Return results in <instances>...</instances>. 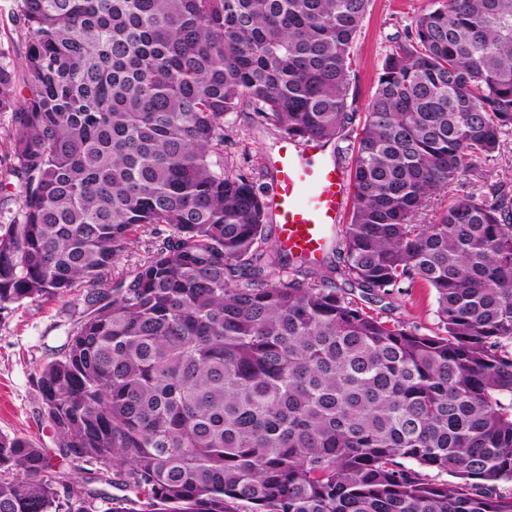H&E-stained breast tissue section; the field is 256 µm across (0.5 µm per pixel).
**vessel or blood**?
Returning <instances> with one entry per match:
<instances>
[{"label":"vessel or blood","instance_id":"obj_1","mask_svg":"<svg viewBox=\"0 0 512 512\" xmlns=\"http://www.w3.org/2000/svg\"><path fill=\"white\" fill-rule=\"evenodd\" d=\"M268 209L277 244L316 261L323 256L349 205V179L319 142L286 140L271 163Z\"/></svg>","mask_w":512,"mask_h":512}]
</instances>
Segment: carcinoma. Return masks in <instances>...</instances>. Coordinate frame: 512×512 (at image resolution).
<instances>
[{"instance_id":"cac0c4a2","label":"carcinoma","mask_w":512,"mask_h":512,"mask_svg":"<svg viewBox=\"0 0 512 512\" xmlns=\"http://www.w3.org/2000/svg\"><path fill=\"white\" fill-rule=\"evenodd\" d=\"M369 3L13 0L0 311L81 295L38 387L60 456L91 468L73 484L0 434V512H512V198L426 222L512 126V0H441L386 55L347 145L342 265L308 277L267 247L265 196L224 171L227 112L347 138ZM139 231L151 248L118 268ZM338 277L427 284L435 330ZM9 114H0V188L7 187L0 192V224H9L18 210L17 194L19 183L9 171L8 153L10 152V139L8 136Z\"/></svg>"}]
</instances>
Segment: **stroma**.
<instances>
[{
	"instance_id": "obj_1",
	"label": "stroma",
	"mask_w": 512,
	"mask_h": 512,
	"mask_svg": "<svg viewBox=\"0 0 512 512\" xmlns=\"http://www.w3.org/2000/svg\"><path fill=\"white\" fill-rule=\"evenodd\" d=\"M429 0H371L355 45L356 64L351 73L352 107L364 114L375 90L378 73L394 43L410 27ZM9 118L0 115V224L10 223L18 210L19 183L11 175ZM283 133L273 125L259 123L252 110L227 113L224 117V168L245 173L261 190L271 188L269 160L283 144ZM512 193V128L502 136L495 157L473 161L452 195L486 194L492 187ZM351 296L366 311L387 321H400L434 328L436 295L420 284L409 293L378 297L352 289ZM83 311L78 294L46 301L24 300L0 313V432L22 434L39 440L55 469L74 481L85 474L83 464L61 458L54 432L41 410L37 369L48 362L55 347Z\"/></svg>"
}]
</instances>
